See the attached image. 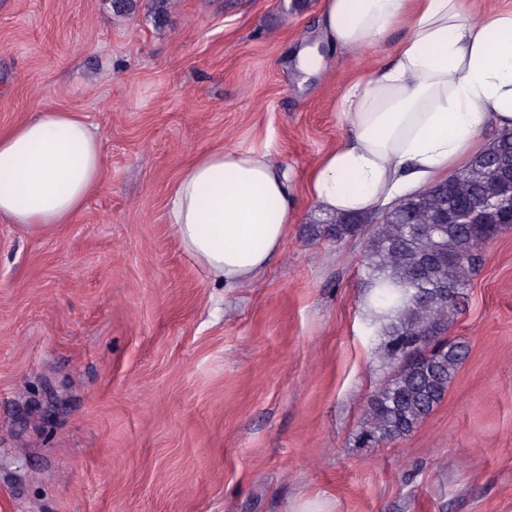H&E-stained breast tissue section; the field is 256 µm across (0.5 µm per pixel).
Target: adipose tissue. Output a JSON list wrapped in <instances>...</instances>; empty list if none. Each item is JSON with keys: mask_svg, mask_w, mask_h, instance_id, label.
<instances>
[{"mask_svg": "<svg viewBox=\"0 0 512 512\" xmlns=\"http://www.w3.org/2000/svg\"><path fill=\"white\" fill-rule=\"evenodd\" d=\"M407 34L339 110L349 139L322 155L310 193L328 213H366L466 163L487 124L512 128V10L476 21L463 0H325L329 45ZM103 178L102 141L82 114L40 111L0 133V217L38 235L69 223ZM267 153L215 149L175 182L167 219L206 280L237 287L265 267L296 216Z\"/></svg>", "mask_w": 512, "mask_h": 512, "instance_id": "1", "label": "adipose tissue"}]
</instances>
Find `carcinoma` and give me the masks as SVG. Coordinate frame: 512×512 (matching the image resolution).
Segmentation results:
<instances>
[{
  "instance_id": "cac0c4a2",
  "label": "carcinoma",
  "mask_w": 512,
  "mask_h": 512,
  "mask_svg": "<svg viewBox=\"0 0 512 512\" xmlns=\"http://www.w3.org/2000/svg\"><path fill=\"white\" fill-rule=\"evenodd\" d=\"M512 176V133L457 171L443 191L432 185L392 202L379 215L329 214L312 233L364 243L363 281L372 323L383 337V358L394 372L371 397L357 439L389 444L414 432L443 401L464 360L448 341L461 301L478 273L483 246L512 227V216L491 212L482 223L443 224L445 210L471 211L498 197Z\"/></svg>"
}]
</instances>
